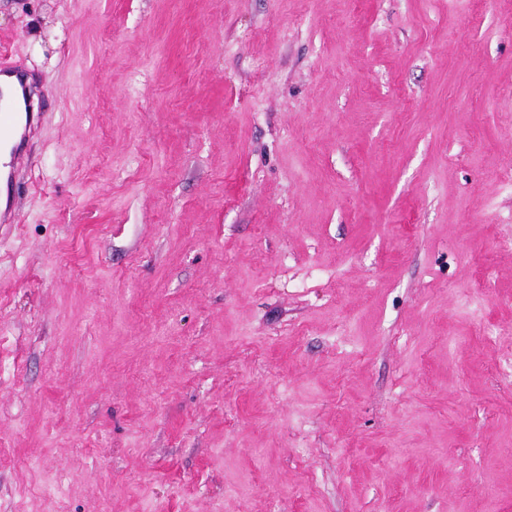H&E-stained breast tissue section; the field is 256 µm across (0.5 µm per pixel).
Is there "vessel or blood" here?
<instances>
[{
    "label": "vessel or blood",
    "mask_w": 512,
    "mask_h": 512,
    "mask_svg": "<svg viewBox=\"0 0 512 512\" xmlns=\"http://www.w3.org/2000/svg\"><path fill=\"white\" fill-rule=\"evenodd\" d=\"M1 77L14 79L25 93L36 83L31 74L5 55L0 57ZM42 122V113L19 111L14 94L0 88V185L5 188V197L0 200V224L16 221V176L27 161L29 141Z\"/></svg>",
    "instance_id": "b4317fda"
}]
</instances>
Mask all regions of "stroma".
I'll return each mask as SVG.
<instances>
[{"instance_id": "stroma-1", "label": "stroma", "mask_w": 512, "mask_h": 512, "mask_svg": "<svg viewBox=\"0 0 512 512\" xmlns=\"http://www.w3.org/2000/svg\"><path fill=\"white\" fill-rule=\"evenodd\" d=\"M0 52V512H512V0H0ZM1 77L13 78L20 87L22 95L28 94L30 88L38 83L31 74L16 62L10 61V57L2 53L0 57V79ZM42 122V112H19L14 94L0 86V150L1 156L7 159L0 162V183L5 188L3 204L0 198V224L16 221V176L26 164L29 141Z\"/></svg>"}]
</instances>
